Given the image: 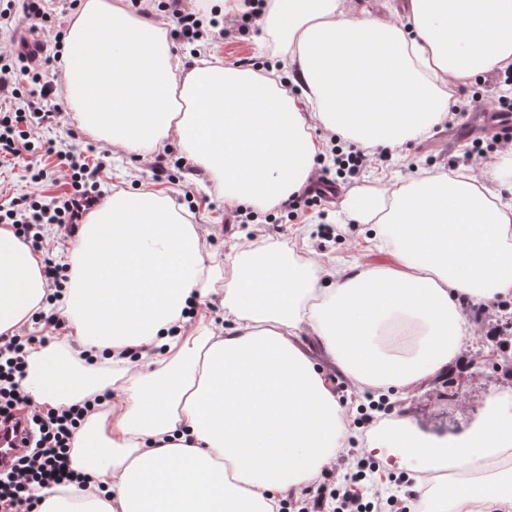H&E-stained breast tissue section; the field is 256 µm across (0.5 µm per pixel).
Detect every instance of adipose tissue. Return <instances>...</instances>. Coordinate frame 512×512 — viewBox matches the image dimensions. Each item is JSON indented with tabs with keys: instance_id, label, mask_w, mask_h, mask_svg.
<instances>
[{
	"instance_id": "ef3b65f1",
	"label": "adipose tissue",
	"mask_w": 512,
	"mask_h": 512,
	"mask_svg": "<svg viewBox=\"0 0 512 512\" xmlns=\"http://www.w3.org/2000/svg\"><path fill=\"white\" fill-rule=\"evenodd\" d=\"M259 38L300 92L214 52L184 68L167 21L82 0L59 92L94 142L147 157L177 141L225 209L271 211L311 179L326 135L399 149L447 122L452 87L511 71L512 0H407L401 18L369 0H266ZM343 211L373 225L389 263L290 260L254 241L230 245L224 283L165 191L119 190L93 210L69 253L64 350L32 346L22 385L37 408L97 401L72 449L94 483L43 490L41 512H281L354 435L304 329L360 402L451 370L473 335L462 301L512 296V146L478 172L350 189ZM219 289L221 325L206 309ZM48 293L40 254L0 224V335L21 333ZM366 444L431 512H512L510 386L456 435L404 413ZM300 341L304 349L317 362V364L325 371L329 372L331 377H333V375L336 377V395L339 400L345 401L348 397V390H350V383L344 375L339 372L331 359L325 353L318 336L310 331H305L302 336H300Z\"/></svg>"
}]
</instances>
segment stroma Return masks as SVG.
<instances>
[{
	"mask_svg": "<svg viewBox=\"0 0 512 512\" xmlns=\"http://www.w3.org/2000/svg\"><path fill=\"white\" fill-rule=\"evenodd\" d=\"M238 17L224 20V34L212 42L211 48L220 54L226 62L242 64L248 67H271L277 69L283 80H291L292 74L284 68L281 59L271 48L257 43L254 35L240 36L237 32ZM494 131L488 123L487 115L478 108L468 109L455 115L451 123L437 127L430 136L407 143L401 152H388L386 160L373 161L353 180L354 185L366 186L380 178L393 175L405 176L412 169L422 166L433 171H446L450 167L477 166V159L467 155L471 141L480 140L488 146L489 154H496L498 144L493 141ZM31 140L36 151H44L47 146L63 149L70 146L87 148V137L77 127L70 115H63L58 125L34 130ZM153 159L114 152L110 165L100 174L101 188L104 194L116 190L134 191L146 184L165 190L177 204H184L186 199H193L192 211L194 223L203 225L208 235L205 249L213 266H216L223 280H230L232 269L225 260L229 245L243 242L254 234L262 235L267 242L282 248L288 254H303L309 251L339 259H358L364 262H381L386 260V253L368 251L366 240L373 234L368 224L351 225L349 232H334L331 238L321 239L311 235L308 241H301L297 236L300 225L321 221L325 215L334 214L336 204H327L326 208L301 207L297 217L286 216L284 210L273 212L255 211L250 223H236L232 211L226 210L221 198L206 195L201 186L206 174L193 166L185 168L170 167L167 175L160 180L154 179L152 173ZM66 178L53 163H46L43 181L33 184L30 174L22 164L14 160L0 159V204L9 202L35 191L46 195L62 193ZM464 310L475 327L476 336L464 351L465 359H472L478 352L491 346V330H502L506 338L512 339V309L498 304L482 305L469 301ZM461 381L455 391H448L439 379L427 381L425 387L419 388L405 399H391L381 396L380 402L385 407L386 419H393L397 414L407 411L415 417L420 428L429 434L442 435L470 424L479 417L487 397L498 386L512 377V372L505 369L484 367L475 369L461 368ZM384 490L371 495L370 500L376 512H399L400 507L413 506L415 512H427L425 497H410L401 474H390L385 478Z\"/></svg>",
	"mask_w": 512,
	"mask_h": 512,
	"instance_id": "stroma-1",
	"label": "stroma"
}]
</instances>
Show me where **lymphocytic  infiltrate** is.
<instances>
[{"mask_svg": "<svg viewBox=\"0 0 512 512\" xmlns=\"http://www.w3.org/2000/svg\"><path fill=\"white\" fill-rule=\"evenodd\" d=\"M51 16L45 0H18L16 8L0 10V31L21 22L37 35L46 32ZM60 52L56 45L51 54L37 62L25 54L13 62H0V94L12 99L10 108L0 112V157L21 161L29 171L34 165L32 159L24 157L22 142L30 127L54 123L62 114L60 104L52 98L53 85L45 78L48 65ZM46 153L54 157L57 168L65 171L68 190L43 198L26 196L0 206V223L15 225L37 249L43 246L44 225L76 223L81 199L99 196L97 168L68 148L50 147ZM27 353L23 337L0 336V418H12L20 405L30 402L21 385ZM84 413L81 407L50 408L31 417L35 432L32 448L13 467L0 470V512H37L36 489L86 483V475L77 469L72 457V442ZM366 478V470L361 469L336 488H317L309 497L311 512H370V503L364 502L356 489L357 482Z\"/></svg>", "mask_w": 512, "mask_h": 512, "instance_id": "f902f5d3", "label": "lymphocytic infiltrate"}]
</instances>
